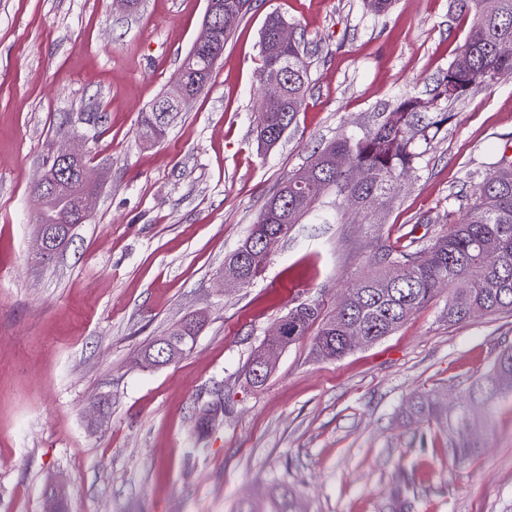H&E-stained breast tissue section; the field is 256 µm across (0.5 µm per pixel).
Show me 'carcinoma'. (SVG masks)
<instances>
[{"label": "carcinoma", "mask_w": 512, "mask_h": 512, "mask_svg": "<svg viewBox=\"0 0 512 512\" xmlns=\"http://www.w3.org/2000/svg\"><path fill=\"white\" fill-rule=\"evenodd\" d=\"M473 14L469 36L458 56L437 79L430 98L406 97L370 131L347 136L318 151L303 170L293 174L267 199L247 237L224 263L235 266L244 285L264 272L273 246L288 236L292 225L336 195V210L354 208L366 224L372 215L389 206L402 182L416 169L423 155L421 144H429L431 131L439 130L448 113L437 111L438 102L463 98L477 86L496 83L512 76V57L497 54L499 44L512 42V0H496L489 12L485 0H465ZM287 20L279 15L267 19L261 36L262 66L259 79L282 75L278 101L258 113L256 138L261 147H273L296 122L308 91V71L302 60L300 42L283 47L275 30ZM230 30H220L214 45L186 56L170 86L145 112L139 135L162 139L179 113L163 115L162 107L182 88L199 94L208 84L213 67ZM368 167L374 178L358 182L350 169ZM470 197L462 221L427 246L412 238L401 247L382 246L372 258L374 272L347 287L350 294L342 309L324 311L319 302H301L291 308L288 335L278 350L314 332L311 352L317 360H337L355 350L346 340V329L357 326L362 335L376 343L394 333L411 315L448 291L442 315L450 322L472 318L479 309L490 315L512 311V162L502 159L480 183L465 190ZM37 223L59 225L76 218L73 197L65 194L42 196ZM189 351L194 339L183 324L154 342L152 354L162 346ZM268 345L263 343L247 362L246 375L254 387H261L273 371L267 361ZM512 394V348L501 350L490 370L468 383L460 405L448 409L437 393L411 396L402 415L410 424H427L448 437V453L464 462L482 451L476 429L486 423L499 402ZM236 512H301L296 492L286 484L269 487L259 499L241 502Z\"/></svg>", "instance_id": "1"}]
</instances>
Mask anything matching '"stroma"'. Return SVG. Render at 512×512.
Returning <instances> with one entry per match:
<instances>
[{
  "label": "stroma",
  "mask_w": 512,
  "mask_h": 512,
  "mask_svg": "<svg viewBox=\"0 0 512 512\" xmlns=\"http://www.w3.org/2000/svg\"><path fill=\"white\" fill-rule=\"evenodd\" d=\"M207 0H0V512H233L282 482L303 512H512V396L458 463L402 405L422 391L457 397L512 346V313L461 322L442 302L335 361L304 337L266 383L244 374L290 308H334L378 247L449 231L460 191L512 145V76L473 89L451 112L367 228L303 219L262 277L223 285L224 260L282 182L400 99L429 97L473 16L455 0H252L209 84L166 136L139 137L145 109L199 36ZM283 15L308 45L297 124L270 150L254 127L260 35ZM78 145L100 181L89 219L48 264L30 245L32 193L51 149ZM194 315L191 352L153 366L144 351ZM224 394L205 435L203 403Z\"/></svg>",
  "instance_id": "stroma-1"
}]
</instances>
